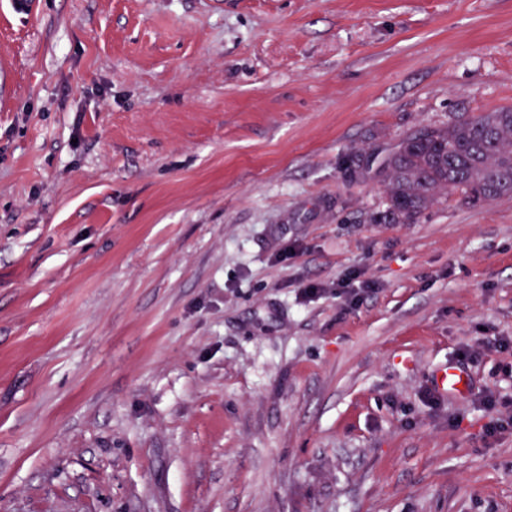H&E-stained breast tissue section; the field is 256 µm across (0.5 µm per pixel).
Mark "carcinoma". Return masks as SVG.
I'll return each mask as SVG.
<instances>
[{
	"mask_svg": "<svg viewBox=\"0 0 512 512\" xmlns=\"http://www.w3.org/2000/svg\"><path fill=\"white\" fill-rule=\"evenodd\" d=\"M383 208L374 220L415 222L441 195L474 207L512 197V107L415 130L380 163Z\"/></svg>",
	"mask_w": 512,
	"mask_h": 512,
	"instance_id": "cac0c4a2",
	"label": "carcinoma"
}]
</instances>
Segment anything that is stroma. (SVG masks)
Masks as SVG:
<instances>
[{
    "label": "stroma",
    "instance_id": "35a3bbf8",
    "mask_svg": "<svg viewBox=\"0 0 512 512\" xmlns=\"http://www.w3.org/2000/svg\"><path fill=\"white\" fill-rule=\"evenodd\" d=\"M505 106L512 0H0V512H512V198L372 220ZM433 386L437 391L454 398L467 395L472 388L467 372L453 362H448L437 369Z\"/></svg>",
    "mask_w": 512,
    "mask_h": 512
}]
</instances>
